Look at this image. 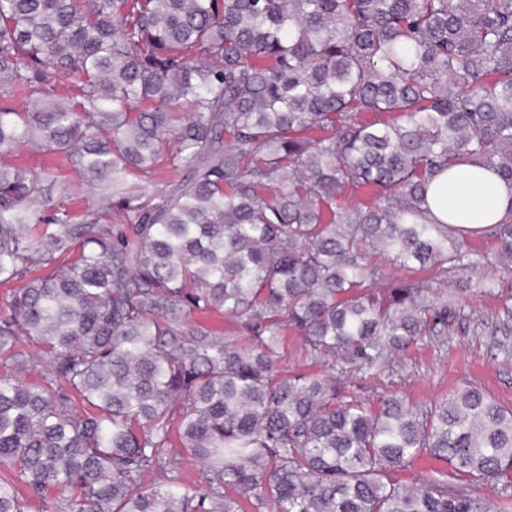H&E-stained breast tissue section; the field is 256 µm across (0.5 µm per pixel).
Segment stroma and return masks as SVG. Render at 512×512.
Segmentation results:
<instances>
[{
	"instance_id": "1",
	"label": "stroma",
	"mask_w": 512,
	"mask_h": 512,
	"mask_svg": "<svg viewBox=\"0 0 512 512\" xmlns=\"http://www.w3.org/2000/svg\"><path fill=\"white\" fill-rule=\"evenodd\" d=\"M68 196H55L43 207L41 228L58 232L52 221L58 207L73 213L74 226H81L85 214L100 206L96 191L70 173ZM508 275L495 258L478 259L464 277L472 290L459 322L442 338L418 342L397 356L380 376L359 381L353 392L365 400L394 393L420 406L447 397L463 385L481 388L504 407L512 408V320L503 314L505 299L487 292V285Z\"/></svg>"
}]
</instances>
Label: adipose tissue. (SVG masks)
Returning a JSON list of instances; mask_svg holds the SVG:
<instances>
[{
    "label": "adipose tissue",
    "mask_w": 512,
    "mask_h": 512,
    "mask_svg": "<svg viewBox=\"0 0 512 512\" xmlns=\"http://www.w3.org/2000/svg\"><path fill=\"white\" fill-rule=\"evenodd\" d=\"M427 201L438 221L454 227H488L512 210V184L495 171L468 164L446 171L430 185Z\"/></svg>",
    "instance_id": "1"
}]
</instances>
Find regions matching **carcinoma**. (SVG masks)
<instances>
[{"instance_id":"carcinoma-1","label":"carcinoma","mask_w":512,"mask_h":512,"mask_svg":"<svg viewBox=\"0 0 512 512\" xmlns=\"http://www.w3.org/2000/svg\"><path fill=\"white\" fill-rule=\"evenodd\" d=\"M471 160L512 184V0H0V512L512 502V409L337 384L448 335L478 244L512 267V211L428 218ZM65 166L101 202L76 251L34 233ZM287 335L338 376L280 370ZM423 452L448 469L401 479Z\"/></svg>"}]
</instances>
